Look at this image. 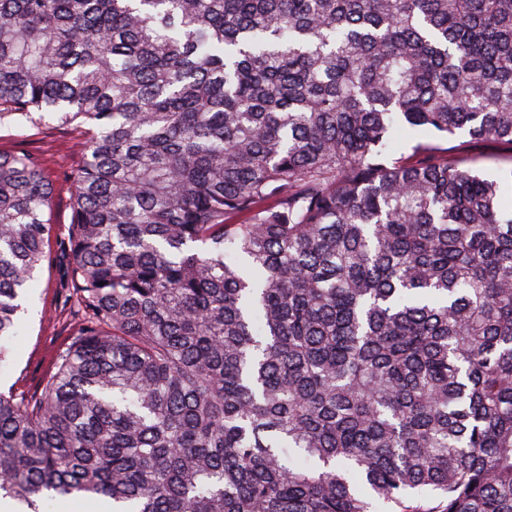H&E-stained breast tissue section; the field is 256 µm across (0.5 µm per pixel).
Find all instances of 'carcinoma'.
<instances>
[{"label": "carcinoma", "mask_w": 512, "mask_h": 512, "mask_svg": "<svg viewBox=\"0 0 512 512\" xmlns=\"http://www.w3.org/2000/svg\"><path fill=\"white\" fill-rule=\"evenodd\" d=\"M47 116L76 328L0 502L512 512V170L449 145L512 147V0H0V127ZM51 197L0 152V366ZM468 144L467 155L475 160L471 166L488 178H497L512 167V151L509 146L494 141Z\"/></svg>", "instance_id": "carcinoma-1"}]
</instances>
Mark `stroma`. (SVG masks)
Here are the masks:
<instances>
[{
  "mask_svg": "<svg viewBox=\"0 0 512 512\" xmlns=\"http://www.w3.org/2000/svg\"><path fill=\"white\" fill-rule=\"evenodd\" d=\"M18 148L38 154L44 161L52 184L50 217L56 241L47 250L37 288L19 334L11 345L9 361L0 366V392L32 391L37 389L53 369L54 359L73 329V320L62 311L63 297L69 288L64 275L67 256L58 245L67 237L71 224V171L82 157V138L71 125L47 122L27 126L21 131H0V150ZM468 157L487 177H498L512 169V147L483 141L470 144Z\"/></svg>",
  "mask_w": 512,
  "mask_h": 512,
  "instance_id": "obj_1",
  "label": "stroma"
}]
</instances>
